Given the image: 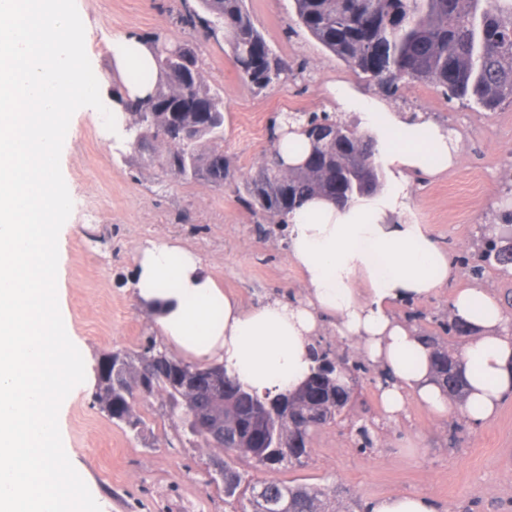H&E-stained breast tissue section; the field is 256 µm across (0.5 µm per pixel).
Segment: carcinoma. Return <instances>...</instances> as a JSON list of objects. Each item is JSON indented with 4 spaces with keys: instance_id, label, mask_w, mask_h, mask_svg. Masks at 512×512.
Wrapping results in <instances>:
<instances>
[{
    "instance_id": "carcinoma-1",
    "label": "carcinoma",
    "mask_w": 512,
    "mask_h": 512,
    "mask_svg": "<svg viewBox=\"0 0 512 512\" xmlns=\"http://www.w3.org/2000/svg\"><path fill=\"white\" fill-rule=\"evenodd\" d=\"M208 14L205 28L220 26L228 37L239 76L258 90L294 75V66L276 56L255 27L244 0H198ZM297 21L326 50L364 74L379 89L390 93L404 79L441 88L450 100L472 103L486 110L512 103V0H293ZM156 97L124 101L120 87L112 97L129 115L130 146L143 155L165 146L162 169L188 180L201 178L222 186L234 178L235 167L226 155L224 97L204 81L201 68L188 73L171 62L166 75L156 73ZM284 123L306 133L320 124V136H307L304 160L282 167L277 147L265 155L255 173L237 187L239 201L252 214L274 223L307 199L325 197L341 206L375 194L383 174L376 165V141L361 135L340 117L289 112ZM479 263L470 268L478 277L484 265L512 264V245L499 236L483 235L477 246ZM432 349L435 381L451 398L467 389L456 376L455 353L433 336L425 337ZM122 358L116 382L97 383L93 405L113 423L141 435L146 422L137 397L164 396L170 416L186 424L193 409L204 405L224 424V443L195 432L190 443L224 453V496L249 494L250 512H336L325 494L313 487L255 479L234 466L246 461L255 470L287 466L280 457L299 455L297 466L310 456L312 432L336 419L349 405L351 394L340 381L349 367L313 375L295 392L272 400L260 399L224 372L202 378L198 391H174L166 380L190 367L203 368L170 355L149 343L139 351L116 350ZM272 403L262 439L254 435L257 401ZM265 487L257 495L258 487Z\"/></svg>"
}]
</instances>
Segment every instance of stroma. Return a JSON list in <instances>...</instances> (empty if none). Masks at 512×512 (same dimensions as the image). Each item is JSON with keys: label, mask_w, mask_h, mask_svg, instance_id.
Instances as JSON below:
<instances>
[{"label": "stroma", "mask_w": 512, "mask_h": 512, "mask_svg": "<svg viewBox=\"0 0 512 512\" xmlns=\"http://www.w3.org/2000/svg\"><path fill=\"white\" fill-rule=\"evenodd\" d=\"M245 4L273 52L302 67L297 79L261 91L243 82L226 34L203 40L185 24L197 0H76L87 55L105 76L104 104H111L120 78L112 65L113 37L158 35L197 43L205 79L224 98V153L237 181L253 174L269 151L268 127L278 113L337 111L332 90L339 83L365 95L378 92L298 26L293 0ZM391 103L428 114L458 139L448 172L414 176L409 196L411 218L427 225L445 247L454 274L437 295L396 311L419 333L439 337L457 352L462 341L443 327L455 289L487 288L512 316V271L493 264L476 278L466 266L486 226L512 233L511 225L495 219L504 199L512 198V105L478 110L413 81L401 83ZM71 124L61 164L73 200L61 286L86 378L65 415L69 459L101 512H240L242 501L225 497L223 484L211 478L213 450L188 443L177 419L164 414L160 398L138 399L147 423L139 437L94 408L95 367L114 349L138 350L160 339L131 284L136 258L148 242L181 241L202 257L221 287L252 306L272 297H301L286 240L259 233L235 183L217 188L142 164L129 144L113 143L100 113L77 110ZM320 344L360 362L352 374L350 404L335 423L313 432L304 466L271 472V479L321 488L331 504H345L351 512L404 492L426 495L436 512H512V398L480 424L456 400L439 418L410 398L404 414L392 419L381 406V370L332 329H324ZM362 426L367 436L359 435Z\"/></svg>", "instance_id": "stroma-1"}]
</instances>
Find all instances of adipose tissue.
I'll use <instances>...</instances> for the list:
<instances>
[{
    "label": "adipose tissue",
    "mask_w": 512,
    "mask_h": 512,
    "mask_svg": "<svg viewBox=\"0 0 512 512\" xmlns=\"http://www.w3.org/2000/svg\"><path fill=\"white\" fill-rule=\"evenodd\" d=\"M112 60L124 74L154 66L150 49L133 35L113 38ZM334 96L343 111L357 114L363 129L377 132L389 182L382 195L342 209L313 198L285 216L289 257L305 298L244 306L206 272L195 252L164 242L136 260L138 300L174 352L223 365L261 396L302 385L314 366L311 346L323 324L331 323L385 372L381 400L387 415H400L411 395L444 416L450 401L432 377L430 350L395 311L436 295L451 276L447 252L426 225L408 217L407 199L410 173L446 172L455 148L447 131L424 114L394 111L383 99L360 96L344 84ZM450 313L473 331L461 352L469 384L464 409L481 423L512 398V334L487 289L457 290Z\"/></svg>",
    "instance_id": "adipose-tissue-1"
}]
</instances>
